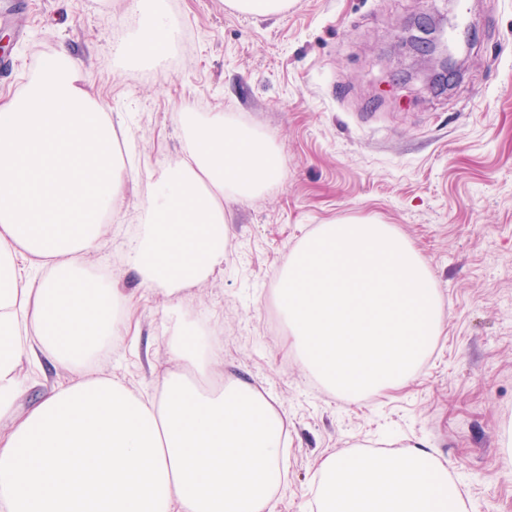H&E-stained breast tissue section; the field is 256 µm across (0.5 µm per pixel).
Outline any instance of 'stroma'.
Wrapping results in <instances>:
<instances>
[{"mask_svg": "<svg viewBox=\"0 0 512 512\" xmlns=\"http://www.w3.org/2000/svg\"><path fill=\"white\" fill-rule=\"evenodd\" d=\"M456 0H291L254 17L226 0H166L184 50L151 62L116 52L139 15L128 0H12L0 14V78L12 96L40 61L68 50L123 119L129 181L109 216L102 275L133 290L136 336L95 364L139 389L170 364L176 329H224L225 380L288 414V479L277 512H309L317 464L388 438L434 447L471 512H512L503 433L512 426V0H470L475 33L460 77L431 88L405 45L414 21ZM221 112L282 156L284 178L226 204L224 270L168 304L124 262L141 226L145 175L182 150L183 107ZM370 216L427 263L444 327L408 383L354 403L324 389L285 347L275 296L289 251L318 225Z\"/></svg>", "mask_w": 512, "mask_h": 512, "instance_id": "1", "label": "stroma"}]
</instances>
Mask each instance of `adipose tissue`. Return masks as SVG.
I'll return each instance as SVG.
<instances>
[{
    "instance_id": "obj_1",
    "label": "adipose tissue",
    "mask_w": 512,
    "mask_h": 512,
    "mask_svg": "<svg viewBox=\"0 0 512 512\" xmlns=\"http://www.w3.org/2000/svg\"><path fill=\"white\" fill-rule=\"evenodd\" d=\"M123 54L167 53L160 6ZM182 152L147 175L148 217L125 260L140 284L178 301L224 268L225 202L283 173L279 153L223 113L182 115ZM110 104L67 52L0 100V512H274L286 477L288 415L243 381L214 384L221 326L173 336L171 368L140 392L91 368L127 340L134 296L96 273L106 213L123 195ZM69 372L21 407L22 361ZM316 512H470L428 444L401 453L329 454Z\"/></svg>"
}]
</instances>
